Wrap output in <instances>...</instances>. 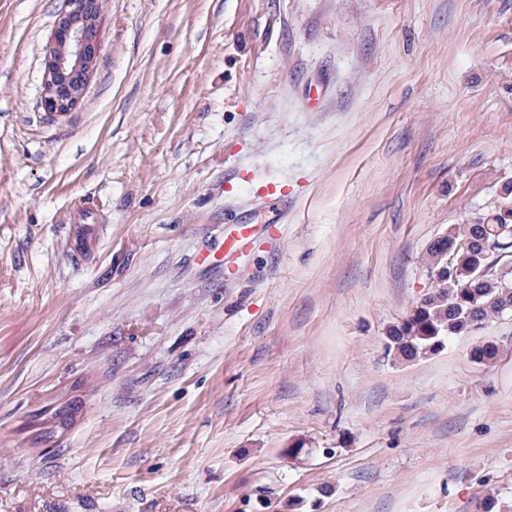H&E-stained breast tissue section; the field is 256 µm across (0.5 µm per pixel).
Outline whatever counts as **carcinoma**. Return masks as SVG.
<instances>
[{
	"instance_id": "obj_1",
	"label": "carcinoma",
	"mask_w": 512,
	"mask_h": 512,
	"mask_svg": "<svg viewBox=\"0 0 512 512\" xmlns=\"http://www.w3.org/2000/svg\"><path fill=\"white\" fill-rule=\"evenodd\" d=\"M453 260H448V255ZM512 256V182L503 186L501 202L472 224H454L427 249L434 276L432 288L406 317L386 331V355L415 361L438 353L449 339L472 334L512 313V272L500 261ZM499 354L493 341L475 346L470 358L492 363ZM79 411L77 402L45 409L47 428L65 429Z\"/></svg>"
}]
</instances>
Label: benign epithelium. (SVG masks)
I'll return each instance as SVG.
<instances>
[{
	"label": "benign epithelium",
	"mask_w": 512,
	"mask_h": 512,
	"mask_svg": "<svg viewBox=\"0 0 512 512\" xmlns=\"http://www.w3.org/2000/svg\"><path fill=\"white\" fill-rule=\"evenodd\" d=\"M100 0H63L45 59L42 105L69 112L83 97L98 58Z\"/></svg>",
	"instance_id": "7a95c632"
}]
</instances>
